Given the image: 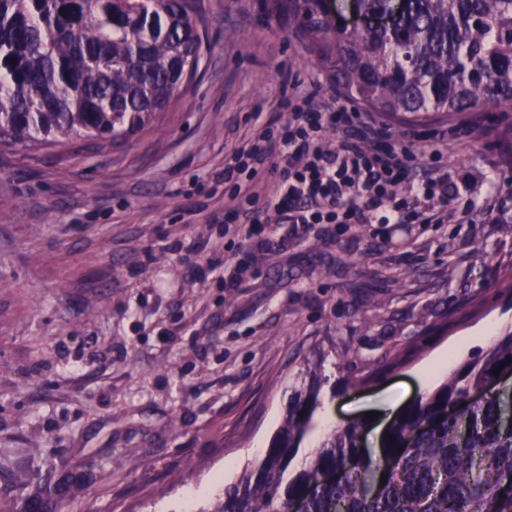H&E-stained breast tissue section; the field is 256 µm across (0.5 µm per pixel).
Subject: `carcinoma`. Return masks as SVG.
Returning a JSON list of instances; mask_svg holds the SVG:
<instances>
[{"label":"carcinoma","instance_id":"carcinoma-1","mask_svg":"<svg viewBox=\"0 0 512 512\" xmlns=\"http://www.w3.org/2000/svg\"><path fill=\"white\" fill-rule=\"evenodd\" d=\"M332 78L393 126L464 121L512 104V0H402L391 32L335 37L325 0H306ZM194 0H0V147L41 151L62 137L112 142L150 124L197 74ZM387 12L391 0H354ZM499 375H494V370ZM512 331L462 364L362 447L365 423L332 430L302 468L319 386L297 396L266 455L204 512H512ZM487 393L476 404L472 390ZM394 440H389V437ZM403 451H398V448ZM395 461L387 482L376 480ZM341 469L344 479L327 473ZM21 512L47 502L38 481Z\"/></svg>","mask_w":512,"mask_h":512}]
</instances>
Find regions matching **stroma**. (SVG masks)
Instances as JSON below:
<instances>
[{
    "label": "stroma",
    "mask_w": 512,
    "mask_h": 512,
    "mask_svg": "<svg viewBox=\"0 0 512 512\" xmlns=\"http://www.w3.org/2000/svg\"><path fill=\"white\" fill-rule=\"evenodd\" d=\"M198 72L115 143L0 149V512L31 458L61 512H199L266 454L288 400L325 381L305 445L385 398L406 409L512 329V107L389 129L459 185L442 224H264L225 235L224 161L284 88L347 96L304 0H195ZM446 371L419 370L457 337Z\"/></svg>",
    "instance_id": "35a3bbf8"
}]
</instances>
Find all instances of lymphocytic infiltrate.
I'll list each match as a JSON object with an SVG mask.
<instances>
[{"label":"lymphocytic infiltrate","mask_w":512,"mask_h":512,"mask_svg":"<svg viewBox=\"0 0 512 512\" xmlns=\"http://www.w3.org/2000/svg\"><path fill=\"white\" fill-rule=\"evenodd\" d=\"M279 108L287 120L256 133L224 164L225 183L244 198L233 214L234 232L274 214L292 224L441 223L451 180L433 169L408 197L393 195L416 157L392 143L372 148L378 128L364 113L326 100L298 104L287 95ZM330 128L337 141L328 149L323 137Z\"/></svg>","instance_id":"lymphocytic-infiltrate-1"}]
</instances>
